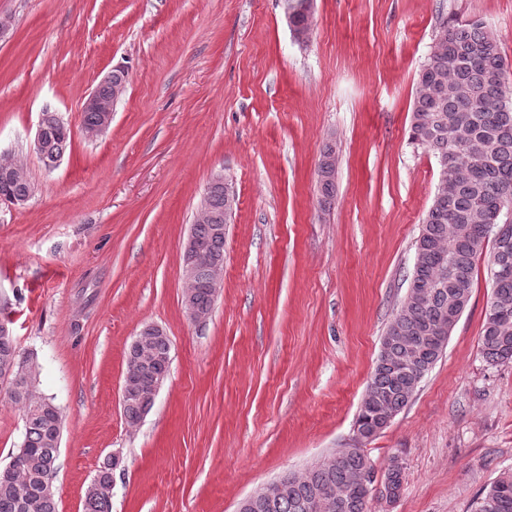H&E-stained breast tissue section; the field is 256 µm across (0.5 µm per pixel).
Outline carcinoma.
<instances>
[{
    "label": "carcinoma",
    "instance_id": "cac0c4a2",
    "mask_svg": "<svg viewBox=\"0 0 512 512\" xmlns=\"http://www.w3.org/2000/svg\"><path fill=\"white\" fill-rule=\"evenodd\" d=\"M290 25L299 34L311 29L310 0H295ZM444 34L422 65L417 81L411 120V140L430 148L440 164L439 180L455 183L453 193L437 185L432 205L422 222L416 243L410 294L402 300L387 327L354 423L353 447L336 453L301 474L287 475L280 494L261 503L255 512H312L315 497L336 488L345 498L330 512H368L371 497L355 481V475L372 469L364 445L379 432L380 414L397 416L412 398L410 387L423 377L442 355L443 341L460 316L472 292L476 261L492 243L488 267L492 295L479 337L485 359L491 364L512 362V222L501 219L512 206V102L502 103L512 90L505 85L506 61L496 39L478 20L453 25L442 22ZM70 129L53 112L44 113L43 149L40 159L51 167L63 155ZM317 173L320 204H331L336 185V151L325 146ZM32 192L29 176L20 164L0 173V202L23 205ZM210 219L195 224L193 236L203 247L208 263H195L182 255L183 270L193 282L184 303L200 313L212 311L215 288L211 264L224 261V181H212L206 191ZM148 360L130 375L148 391L165 380L171 364V345L166 333L143 328ZM23 376L28 392L9 388L7 400L24 413V437L14 455L13 468L0 471V512H58L54 481L62 430V415L54 399L37 392L36 365L22 359L12 336L0 334V379ZM153 406L149 399L134 397L123 413L138 422ZM106 461L85 492L86 512H111L112 470ZM393 496L403 483V469L391 465L386 473ZM475 512H512V472L501 473L478 499Z\"/></svg>",
    "mask_w": 512,
    "mask_h": 512
}]
</instances>
